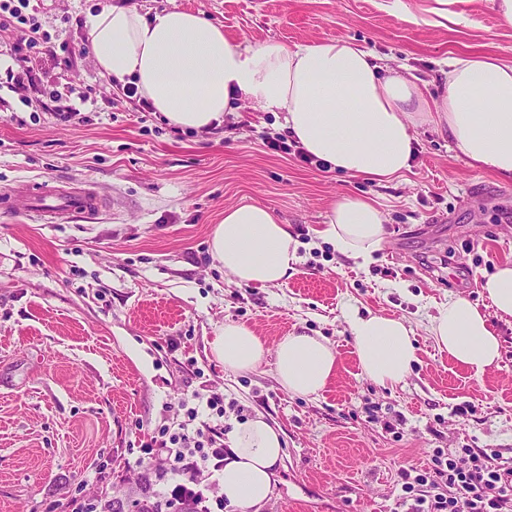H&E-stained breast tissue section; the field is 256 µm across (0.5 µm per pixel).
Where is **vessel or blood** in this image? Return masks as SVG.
<instances>
[{
    "instance_id": "obj_1",
    "label": "vessel or blood",
    "mask_w": 512,
    "mask_h": 512,
    "mask_svg": "<svg viewBox=\"0 0 512 512\" xmlns=\"http://www.w3.org/2000/svg\"><path fill=\"white\" fill-rule=\"evenodd\" d=\"M24 193L30 200L29 213L42 217L44 222H52L59 217L92 216L99 214L103 208L98 194L89 188H36L21 186L19 191L0 192V199L11 201L15 193Z\"/></svg>"
}]
</instances>
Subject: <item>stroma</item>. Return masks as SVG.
Wrapping results in <instances>:
<instances>
[{"label":"stroma","mask_w":512,"mask_h":512,"mask_svg":"<svg viewBox=\"0 0 512 512\" xmlns=\"http://www.w3.org/2000/svg\"><path fill=\"white\" fill-rule=\"evenodd\" d=\"M31 0L58 46L44 84L84 120L60 124L40 99L0 86V188L26 181L86 185L108 206L92 219L36 224L17 195L0 208V512H57L129 490L141 440L176 425L195 392L224 396L225 422L262 413L282 431L284 456L261 512H400V470L425 469L435 450L480 448L512 463V321L491 317L502 342L482 376L439 351L428 332L438 304L463 295L489 312L481 287L512 264V180L472 168L433 126L418 130L409 171L377 183L307 166L262 136L278 119L240 105L223 128L196 133L137 111L100 75L88 18L109 6L143 15L201 14L244 46L349 39L401 65L424 96L459 53L512 61V26L491 0H459L464 23L440 25L435 0ZM371 200L386 236L365 265L321 237L332 203ZM267 206L303 242L302 262L277 287L240 286L209 241L226 209ZM404 318L419 361L395 388L365 377L344 313ZM243 323L269 350L300 330L328 341L338 367L318 395L281 388L269 353L253 371L226 372L209 343ZM476 413H462L464 405ZM111 460L107 485L95 464Z\"/></svg>","instance_id":"35a3bbf8"}]
</instances>
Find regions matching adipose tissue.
<instances>
[{"instance_id":"1","label":"adipose tissue","mask_w":512,"mask_h":512,"mask_svg":"<svg viewBox=\"0 0 512 512\" xmlns=\"http://www.w3.org/2000/svg\"><path fill=\"white\" fill-rule=\"evenodd\" d=\"M89 50L99 72L134 84L172 127L198 133L223 126L236 103L282 113V127L330 170L387 182L411 167L417 130L434 125L469 165L512 179V63L493 55L446 60L439 94L425 99L416 82L377 64L359 44L330 39L293 47H245L197 14L172 9L146 17L132 6L91 16ZM342 257L368 261L385 239L381 211L367 201L335 202L322 231ZM213 256L239 285L278 286L302 257L287 225L258 203L225 210L211 239ZM482 287L502 319L512 318V265L485 275ZM490 315L469 299H449L428 330L456 363L474 375L498 367L501 341ZM364 376L383 387L402 384L417 362L404 319L345 313ZM225 370H255L267 352L249 327L228 323L210 343ZM275 376L286 392L309 397L325 389L338 354L323 338L292 332L276 344ZM230 453L214 479L229 505L256 512L273 493L284 448L263 416L234 422Z\"/></svg>"}]
</instances>
